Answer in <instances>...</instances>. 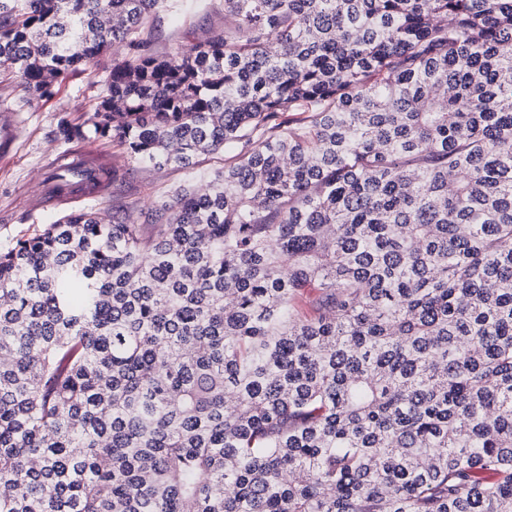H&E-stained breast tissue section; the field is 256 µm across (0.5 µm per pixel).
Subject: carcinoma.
Returning a JSON list of instances; mask_svg holds the SVG:
<instances>
[{
    "label": "carcinoma",
    "instance_id": "carcinoma-1",
    "mask_svg": "<svg viewBox=\"0 0 512 512\" xmlns=\"http://www.w3.org/2000/svg\"><path fill=\"white\" fill-rule=\"evenodd\" d=\"M185 2L0 0L32 101L112 51L59 140L222 156L0 250V512H512V0ZM224 32L223 11L210 15L195 14L187 17L172 18L162 16L152 32L153 47L159 54L173 52L184 47L195 38Z\"/></svg>",
    "mask_w": 512,
    "mask_h": 512
}]
</instances>
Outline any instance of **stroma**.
<instances>
[{"instance_id":"obj_1","label":"stroma","mask_w":512,"mask_h":512,"mask_svg":"<svg viewBox=\"0 0 512 512\" xmlns=\"http://www.w3.org/2000/svg\"><path fill=\"white\" fill-rule=\"evenodd\" d=\"M224 15L195 14L187 17H162L153 32L156 52L167 54L189 45L195 38L221 33ZM100 85L91 83L87 74L70 75L57 95L49 100L26 103L15 84L0 83V116H6V127L0 128V249L16 241L40 233L63 213L49 206L29 211L22 198L41 186L50 171L49 163L65 150L56 140L61 117L80 120L91 100L99 94ZM116 177L109 190L81 200L84 208H92L104 216L130 213L136 221H144L146 207L167 198L170 190L185 179L182 170L142 169L133 165L118 147L101 143Z\"/></svg>"}]
</instances>
